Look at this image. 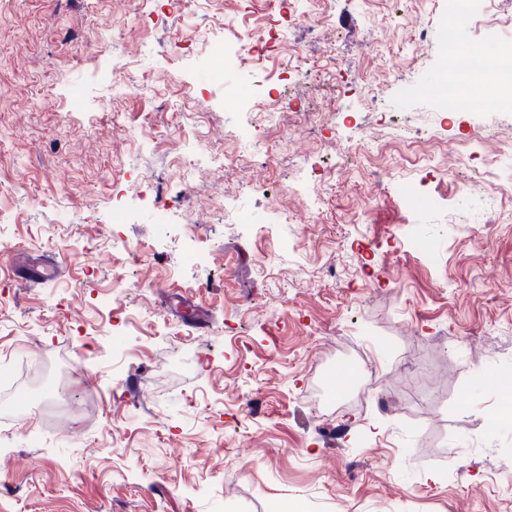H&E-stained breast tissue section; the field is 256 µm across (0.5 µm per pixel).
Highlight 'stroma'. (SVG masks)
I'll return each mask as SVG.
<instances>
[{
	"instance_id": "stroma-1",
	"label": "stroma",
	"mask_w": 512,
	"mask_h": 512,
	"mask_svg": "<svg viewBox=\"0 0 512 512\" xmlns=\"http://www.w3.org/2000/svg\"><path fill=\"white\" fill-rule=\"evenodd\" d=\"M141 8L0 9V512H512V110L442 93L512 0ZM275 40L276 38L272 37L264 38L262 34L256 37L240 39L233 57H224V64L212 66L215 76L220 77L226 68L236 64L239 59L245 56H263L269 51L272 42Z\"/></svg>"
}]
</instances>
